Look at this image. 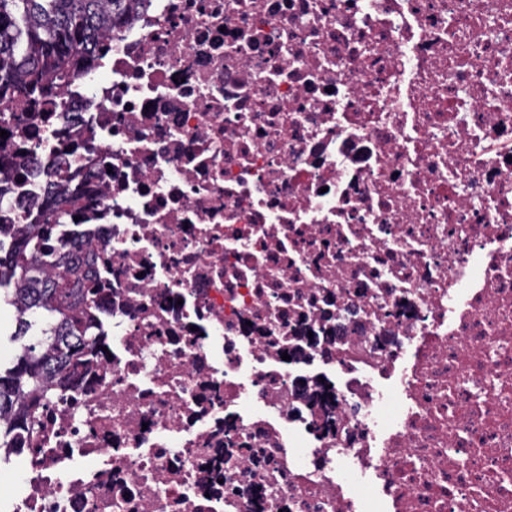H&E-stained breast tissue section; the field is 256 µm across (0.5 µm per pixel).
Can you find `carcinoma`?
<instances>
[{
  "instance_id": "1",
  "label": "carcinoma",
  "mask_w": 512,
  "mask_h": 512,
  "mask_svg": "<svg viewBox=\"0 0 512 512\" xmlns=\"http://www.w3.org/2000/svg\"><path fill=\"white\" fill-rule=\"evenodd\" d=\"M143 0H0V99L15 93L40 94L52 75L67 84L71 75L93 64L96 40L112 32ZM0 300L15 311L12 340L29 339L30 320L45 325L40 341L0 366V448L17 429L32 431L35 413L54 385L65 390L77 376L83 356L97 352L86 317L71 303L75 267L60 256L52 273L38 263L43 238L17 243L0 238Z\"/></svg>"
}]
</instances>
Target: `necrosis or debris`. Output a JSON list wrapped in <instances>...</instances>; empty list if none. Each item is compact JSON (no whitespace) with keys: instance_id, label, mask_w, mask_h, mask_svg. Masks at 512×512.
Returning a JSON list of instances; mask_svg holds the SVG:
<instances>
[{"instance_id":"4bbe7bcc","label":"necrosis or debris","mask_w":512,"mask_h":512,"mask_svg":"<svg viewBox=\"0 0 512 512\" xmlns=\"http://www.w3.org/2000/svg\"><path fill=\"white\" fill-rule=\"evenodd\" d=\"M0 101L105 352L0 512H512V0H144Z\"/></svg>"}]
</instances>
